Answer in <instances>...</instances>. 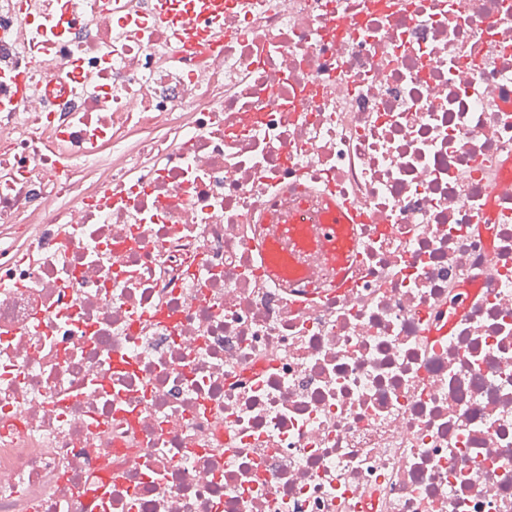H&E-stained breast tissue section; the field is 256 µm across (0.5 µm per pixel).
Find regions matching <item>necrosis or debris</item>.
<instances>
[{"label": "necrosis or debris", "mask_w": 512, "mask_h": 512, "mask_svg": "<svg viewBox=\"0 0 512 512\" xmlns=\"http://www.w3.org/2000/svg\"><path fill=\"white\" fill-rule=\"evenodd\" d=\"M23 2L0 512H512V0ZM331 198L351 288L274 282ZM294 225L295 224H277V225H275L274 228H272V231L270 233L264 235L260 239V242L258 245L259 252H260V254L264 260V263L266 265V268H267V273L273 279H275L277 281H279V279L282 278L281 271L276 265H274L268 261L267 252L272 243L283 245L284 240L288 237V250L294 254L295 258L300 263V261L298 260V254L301 253L302 251L297 248V246L294 242V239L292 237V233H291L292 227Z\"/></svg>", "instance_id": "obj_1"}]
</instances>
